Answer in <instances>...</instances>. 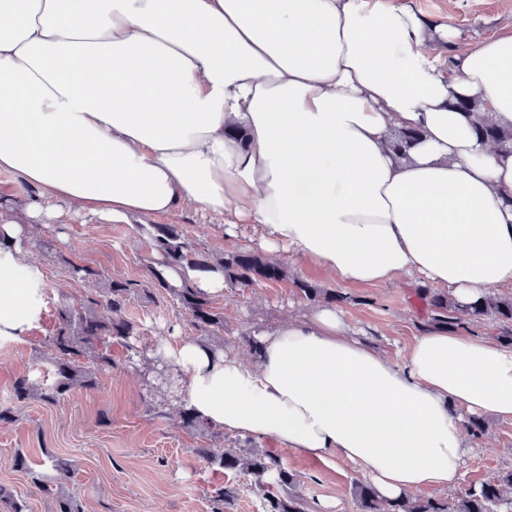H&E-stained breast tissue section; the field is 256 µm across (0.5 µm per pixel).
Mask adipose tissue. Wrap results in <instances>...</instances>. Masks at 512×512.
<instances>
[{
    "mask_svg": "<svg viewBox=\"0 0 512 512\" xmlns=\"http://www.w3.org/2000/svg\"><path fill=\"white\" fill-rule=\"evenodd\" d=\"M454 47L443 68L439 45ZM512 125V30L472 42L405 0H0V171L123 222L189 206L341 280L414 274L464 304L512 288V155L453 100ZM416 128L409 159L391 132ZM44 282L0 251V338L42 317ZM256 365L193 341L156 354L210 426L360 467L385 499L455 486L465 415L512 422V350L426 327L401 361L322 305L260 333Z\"/></svg>",
    "mask_w": 512,
    "mask_h": 512,
    "instance_id": "obj_1",
    "label": "adipose tissue"
}]
</instances>
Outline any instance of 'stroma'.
<instances>
[{
  "instance_id": "stroma-1",
  "label": "stroma",
  "mask_w": 512,
  "mask_h": 512,
  "mask_svg": "<svg viewBox=\"0 0 512 512\" xmlns=\"http://www.w3.org/2000/svg\"><path fill=\"white\" fill-rule=\"evenodd\" d=\"M407 2L425 17L451 24L474 39L512 27V0ZM150 221L176 225L197 253L214 258L249 246L254 235L249 224L240 225L236 234H225L223 225L192 208L154 215ZM23 249L40 268L46 309L25 336L0 339V402L9 401L13 381L22 374L38 381L50 378L52 351L46 339L60 309L81 303L115 280L142 286L127 297L122 310L139 325L141 346L150 351L161 340L172 344L192 340L249 364L255 358L244 336L313 309V302L295 287L298 279L336 291L340 299L335 309L356 333L395 361L402 359L420 324L428 319L422 298L427 284L421 276L377 286L346 283L284 251L279 261L288 268L287 281L261 282L245 291L228 287L214 295V304L224 315V329L208 337L175 299L151 286L148 270L160 256L136 224L71 215L61 224L27 235ZM78 265L98 269L99 278L87 281L75 275ZM107 348L112 368L99 373L96 388L74 390L54 405L29 400L17 406L13 422L0 424V486L24 500L27 512H53L52 499L15 465L16 455L22 454L39 470L51 454L67 463L69 473L61 486L77 500L81 512H213L214 490L224 484L240 488L224 512H259L248 476L224 472L200 456V449L213 443L212 430L180 427L177 408L185 399L184 387L171 376L159 375L150 354L136 355L118 339ZM483 422V435L469 440L471 451L457 491L512 470V422L490 416ZM223 443L277 455L296 478L295 492L321 504L322 512H357L354 489L365 478L353 464L340 459L324 463L272 440L227 434Z\"/></svg>"
}]
</instances>
